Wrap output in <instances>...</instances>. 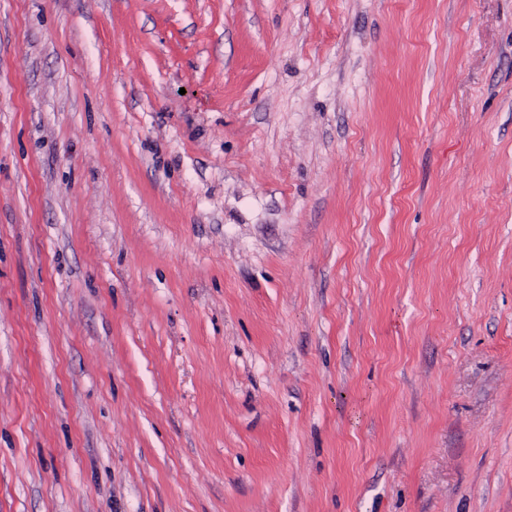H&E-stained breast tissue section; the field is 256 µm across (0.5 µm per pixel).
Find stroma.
<instances>
[{
  "instance_id": "obj_1",
  "label": "stroma",
  "mask_w": 512,
  "mask_h": 512,
  "mask_svg": "<svg viewBox=\"0 0 512 512\" xmlns=\"http://www.w3.org/2000/svg\"><path fill=\"white\" fill-rule=\"evenodd\" d=\"M0 512H512V0H0Z\"/></svg>"
}]
</instances>
